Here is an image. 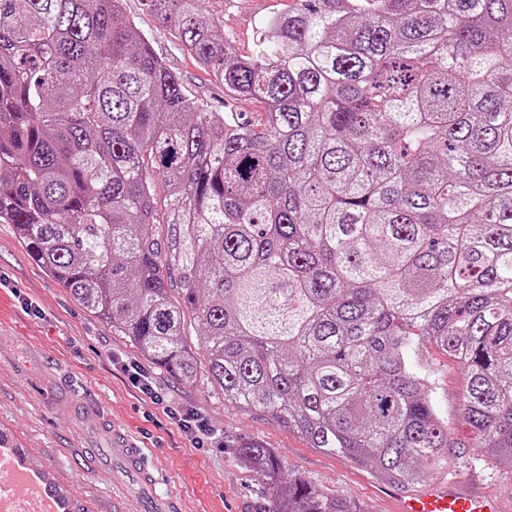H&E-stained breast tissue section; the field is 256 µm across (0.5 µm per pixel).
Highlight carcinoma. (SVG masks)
Segmentation results:
<instances>
[{"mask_svg":"<svg viewBox=\"0 0 512 512\" xmlns=\"http://www.w3.org/2000/svg\"><path fill=\"white\" fill-rule=\"evenodd\" d=\"M150 4L263 112L190 96L124 0H0V224L181 381L403 489L465 447L432 345L512 467V0H297L249 56L203 0ZM233 451L264 512H359ZM424 354L434 369L435 397L448 411V429L456 439L467 442L471 437L469 427L457 416L463 383L459 365L430 347L424 349Z\"/></svg>","mask_w":512,"mask_h":512,"instance_id":"1","label":"carcinoma"}]
</instances>
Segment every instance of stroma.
Masks as SVG:
<instances>
[{"instance_id": "1", "label": "stroma", "mask_w": 512, "mask_h": 512, "mask_svg": "<svg viewBox=\"0 0 512 512\" xmlns=\"http://www.w3.org/2000/svg\"><path fill=\"white\" fill-rule=\"evenodd\" d=\"M294 4L204 0L243 55L254 50L262 22ZM125 12L189 93L218 112L259 111V104L226 97L223 85L180 51L174 32L160 22L149 0H125ZM0 301L7 311L0 322V434L69 491L85 512H112L118 498L126 512H137V506L123 499L110 474L90 470L88 457L106 454L109 442L85 434L77 424H63L48 404L60 394L92 405L122 433L157 449V491L177 501L181 512H260L268 487L233 454L244 440L274 449L289 471L342 495L360 512H393L388 483L368 469L308 447L268 414L225 402L219 387L183 383L149 360L111 324L84 311L28 256L10 224H0ZM424 354L434 369L435 397L448 413L449 431L468 441L470 430L457 416L462 392L458 364L432 348ZM131 364L151 376L157 399L132 385L126 371ZM187 413L197 414L208 428L201 444H194L178 421ZM440 474L500 495L512 512V467L471 454L454 457Z\"/></svg>"}]
</instances>
